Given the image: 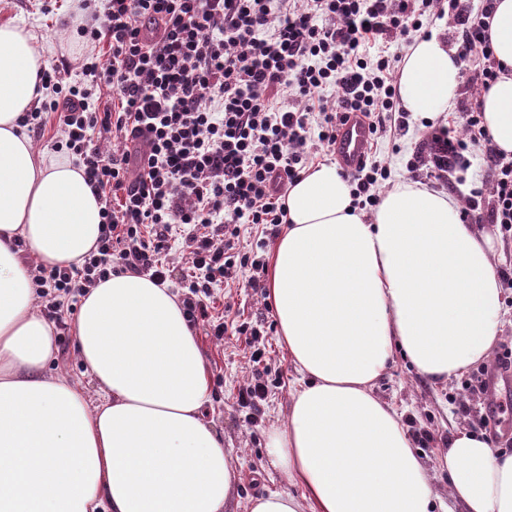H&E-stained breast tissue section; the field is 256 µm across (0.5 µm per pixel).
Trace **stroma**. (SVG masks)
Masks as SVG:
<instances>
[{
  "mask_svg": "<svg viewBox=\"0 0 512 512\" xmlns=\"http://www.w3.org/2000/svg\"><path fill=\"white\" fill-rule=\"evenodd\" d=\"M39 0H0V23L20 25L34 37V43L45 62L66 58L71 62L61 78L64 84L81 79L79 54L75 47L77 35L65 28L71 12V0H58L53 13L40 10ZM430 131L420 119L410 118L408 128L389 131L380 136L372 148V160L386 165L390 171L389 185L411 181L407 169L415 147L426 143ZM214 314L240 313L260 335L254 343L235 336L216 338L207 335L203 327H196L212 379V396L208 415L215 419L224 432V447L236 456L241 465L236 512H246L250 498L271 491L297 493V486L288 483L284 472L270 462L267 449L273 442L277 428L288 416L290 393L297 373L288 352L278 342V324L274 309L267 299L266 288H248L228 284L215 287L211 298ZM263 354L261 364L273 385L261 406L259 416H252L249 408L237 400L240 388L246 386L256 364L253 351ZM51 376L62 377L85 388L89 404H97V388L81 362L73 330H66L57 345L54 359L48 364ZM479 367H471L460 375L438 385L421 376L403 357H396L386 375L374 386L375 394L391 404L401 415L416 450L424 460L435 490L446 493V475L439 458L448 446V436L454 428L465 427L485 434L494 447L512 453V434L504 433V426H512V405L497 417H488V393L466 386V378L477 377Z\"/></svg>",
  "mask_w": 512,
  "mask_h": 512,
  "instance_id": "1",
  "label": "stroma"
}]
</instances>
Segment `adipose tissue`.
<instances>
[{"mask_svg":"<svg viewBox=\"0 0 512 512\" xmlns=\"http://www.w3.org/2000/svg\"><path fill=\"white\" fill-rule=\"evenodd\" d=\"M495 5L491 49L509 72L481 110L493 146L512 155V0ZM454 56L438 37L414 41L397 77L406 111L447 112L461 83ZM43 65L29 32L0 24V512H233L239 463L204 416L210 374L169 284L125 272L82 297L74 334L96 405L45 372L56 330L16 245L46 267L81 264L102 205L77 166L36 152L20 124ZM285 204L268 295L299 378L268 453L302 493L255 497L248 512H433L427 468L373 387L398 348L433 382L490 358L502 312L494 240L417 183L365 214L332 163L302 173ZM442 460L464 512H512V454L463 429Z\"/></svg>","mask_w":512,"mask_h":512,"instance_id":"adipose-tissue-1","label":"adipose tissue"}]
</instances>
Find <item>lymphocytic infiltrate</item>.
Returning <instances> with one entry per match:
<instances>
[{"instance_id":"lymphocytic-infiltrate-1","label":"lymphocytic infiltrate","mask_w":512,"mask_h":512,"mask_svg":"<svg viewBox=\"0 0 512 512\" xmlns=\"http://www.w3.org/2000/svg\"><path fill=\"white\" fill-rule=\"evenodd\" d=\"M77 2L84 81L66 86L60 65L42 68L52 96L22 118L37 132L44 113H58L65 145L102 204L101 234L83 264L34 270L56 326L111 275L169 280L166 256L180 239L190 255L182 279L193 294L185 305L191 322L216 337L258 336L249 323L210 312L215 286L259 285V262L233 251L242 225L283 223L285 188L313 162L308 142L334 149L349 114L360 113L375 135L389 114L407 125L396 85L401 58L390 46L434 17L457 27L464 135L432 133L408 167L452 187L471 156L480 157L489 189L466 197L462 220L512 232V157L492 146L479 104L502 70L486 23L495 0L467 11L460 0H104L96 13L89 0ZM147 21L163 22L162 33L145 37ZM102 42L104 58L93 51ZM102 88L113 93L112 109L92 101ZM104 132L128 150H102L95 140ZM388 177L374 162L346 175L354 198L371 207Z\"/></svg>"}]
</instances>
